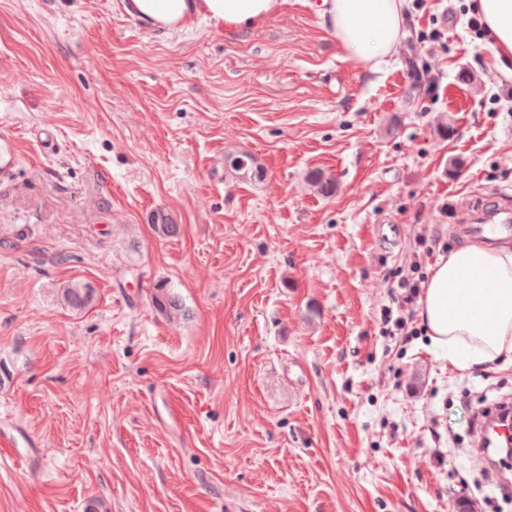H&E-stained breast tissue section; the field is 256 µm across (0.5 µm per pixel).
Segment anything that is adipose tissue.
I'll return each instance as SVG.
<instances>
[{
    "label": "adipose tissue",
    "instance_id": "ef3b65f1",
    "mask_svg": "<svg viewBox=\"0 0 512 512\" xmlns=\"http://www.w3.org/2000/svg\"><path fill=\"white\" fill-rule=\"evenodd\" d=\"M288 0H128L134 18L152 26L193 13L234 35L281 13ZM492 40L496 68L512 72V0H474ZM320 27L346 59L371 70L392 56L408 22L409 0H317ZM418 316L450 366L512 362V245L467 243L440 255L429 269Z\"/></svg>",
    "mask_w": 512,
    "mask_h": 512
}]
</instances>
